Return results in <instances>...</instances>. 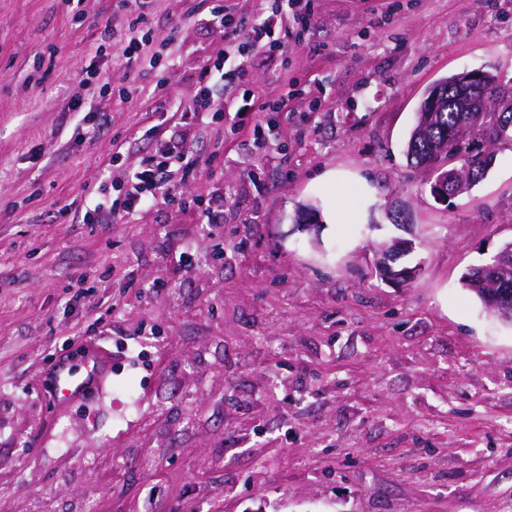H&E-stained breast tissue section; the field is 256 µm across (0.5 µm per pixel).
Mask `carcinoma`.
<instances>
[{"label":"carcinoma","mask_w":512,"mask_h":512,"mask_svg":"<svg viewBox=\"0 0 512 512\" xmlns=\"http://www.w3.org/2000/svg\"><path fill=\"white\" fill-rule=\"evenodd\" d=\"M484 95L470 90L465 73L448 76L430 87L416 112L404 156L410 165L435 171L448 157L462 164L448 199L472 189L491 168L500 144L512 142V112H493L495 94L503 85L499 75L485 72ZM486 265L469 269L461 278L462 287L472 293L484 308L506 322L508 316L493 307L494 302L512 305V278L496 284L485 273Z\"/></svg>","instance_id":"carcinoma-1"}]
</instances>
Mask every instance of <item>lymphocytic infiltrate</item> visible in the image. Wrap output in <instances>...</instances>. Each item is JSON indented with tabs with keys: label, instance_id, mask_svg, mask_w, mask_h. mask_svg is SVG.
Here are the masks:
<instances>
[{
	"label": "lymphocytic infiltrate",
	"instance_id": "1",
	"mask_svg": "<svg viewBox=\"0 0 512 512\" xmlns=\"http://www.w3.org/2000/svg\"><path fill=\"white\" fill-rule=\"evenodd\" d=\"M286 10L291 13L287 20L282 17ZM210 15L223 30L224 48L212 64L202 69L190 117L200 125L223 126L228 137L245 130L257 138L267 136L266 127L253 121L256 101L246 80L245 62L256 48L271 55L278 52L282 45L279 34L284 26L304 33L313 19V4L311 0H270L262 20L249 26L238 16L230 0L213 7ZM195 140V135L184 125L168 131L152 128L148 150L138 165L124 174L128 191L112 200L93 199L82 212L74 214L73 223L99 224L123 219L152 206L158 197L169 193L173 167H180L182 181L195 178Z\"/></svg>",
	"mask_w": 512,
	"mask_h": 512
}]
</instances>
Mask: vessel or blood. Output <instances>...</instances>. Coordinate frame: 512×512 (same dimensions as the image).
<instances>
[{"label":"vessel or blood","mask_w":512,"mask_h":512,"mask_svg":"<svg viewBox=\"0 0 512 512\" xmlns=\"http://www.w3.org/2000/svg\"><path fill=\"white\" fill-rule=\"evenodd\" d=\"M112 375V354L97 342L85 343L80 359L59 356L45 370L42 380L46 395L57 411L85 402Z\"/></svg>","instance_id":"obj_1"}]
</instances>
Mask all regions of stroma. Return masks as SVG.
Segmentation results:
<instances>
[{
	"instance_id": "35a3bbf8",
	"label": "stroma",
	"mask_w": 512,
	"mask_h": 512,
	"mask_svg": "<svg viewBox=\"0 0 512 512\" xmlns=\"http://www.w3.org/2000/svg\"><path fill=\"white\" fill-rule=\"evenodd\" d=\"M220 2L152 0L148 28L175 41L129 71L119 0H0V512H512V325L461 285L512 239V146L449 206L402 154L439 80L512 78V0H314L302 37L248 71L259 101L306 94L256 114L266 140L217 127L198 147L182 191L221 198L222 230L166 201L73 226L113 142L133 167L164 122L154 88L189 106L224 47L205 20ZM85 68L135 100L81 85ZM334 199L343 222L311 244L300 210ZM395 238L422 268L407 285L373 265ZM89 340L112 377L54 415L40 374Z\"/></svg>"
}]
</instances>
